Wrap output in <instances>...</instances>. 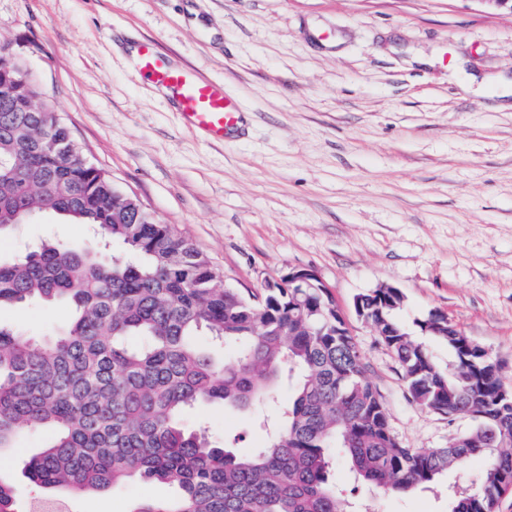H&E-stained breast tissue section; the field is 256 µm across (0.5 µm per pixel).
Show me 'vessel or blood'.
<instances>
[{
    "mask_svg": "<svg viewBox=\"0 0 512 512\" xmlns=\"http://www.w3.org/2000/svg\"><path fill=\"white\" fill-rule=\"evenodd\" d=\"M136 66L145 81L167 92L183 125L206 141L223 142L241 123L242 113L223 83L171 64L152 44L137 45Z\"/></svg>",
    "mask_w": 512,
    "mask_h": 512,
    "instance_id": "b4317fda",
    "label": "vessel or blood"
}]
</instances>
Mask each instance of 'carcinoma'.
I'll return each mask as SVG.
<instances>
[{
	"mask_svg": "<svg viewBox=\"0 0 512 512\" xmlns=\"http://www.w3.org/2000/svg\"><path fill=\"white\" fill-rule=\"evenodd\" d=\"M41 130L40 114L11 111L0 89V235L47 210L94 229L81 245L0 260V306L72 307L66 331L47 340L0 327V448L43 437L32 483L69 494L134 480L177 487L131 512H349L331 476L336 449L355 479L397 492L483 459L477 489L451 495L447 512H492L512 489V385L484 349L430 316L414 320L413 336L397 319L399 293L361 295L412 399L449 418L478 415L444 448H408L323 289L225 284L173 225L129 223L112 179L85 162L65 123L55 147ZM111 243L123 252L106 263L98 254ZM429 340L448 345V368ZM277 381L291 397L250 453L183 422L194 406L250 412Z\"/></svg>",
	"mask_w": 512,
	"mask_h": 512,
	"instance_id": "cac0c4a2",
	"label": "carcinoma"
}]
</instances>
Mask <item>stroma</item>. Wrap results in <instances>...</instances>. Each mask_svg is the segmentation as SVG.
Masks as SVG:
<instances>
[{"label":"stroma","mask_w":512,"mask_h":512,"mask_svg":"<svg viewBox=\"0 0 512 512\" xmlns=\"http://www.w3.org/2000/svg\"><path fill=\"white\" fill-rule=\"evenodd\" d=\"M5 39L85 156L226 284L251 293L293 269L317 273L405 446H447L473 422L413 401L357 295L397 288L408 328L447 315L512 382V108L499 96L512 84V13L482 0H0ZM141 40L223 81L242 130L221 145L188 133L132 64ZM86 237V225L46 212L0 237V256ZM71 317L63 302L0 308V326L38 338ZM185 422L243 451L264 440L220 405ZM41 445L0 449V478L22 508L40 493L25 469ZM479 470H449L433 492L386 493L355 486L340 457L333 478L373 512H446L448 488ZM175 493L133 481L75 499L73 512H129Z\"/></svg>","instance_id":"1"}]
</instances>
